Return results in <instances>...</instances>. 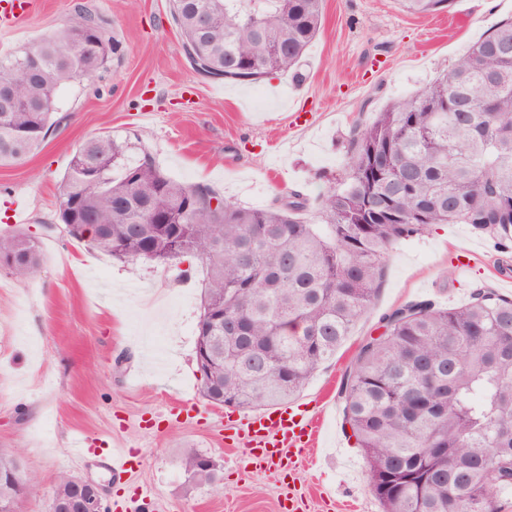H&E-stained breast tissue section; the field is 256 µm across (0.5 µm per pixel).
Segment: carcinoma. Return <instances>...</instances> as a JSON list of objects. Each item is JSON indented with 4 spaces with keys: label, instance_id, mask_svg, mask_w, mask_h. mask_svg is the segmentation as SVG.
Listing matches in <instances>:
<instances>
[{
    "label": "carcinoma",
    "instance_id": "carcinoma-1",
    "mask_svg": "<svg viewBox=\"0 0 512 512\" xmlns=\"http://www.w3.org/2000/svg\"><path fill=\"white\" fill-rule=\"evenodd\" d=\"M413 13L453 0H400ZM182 50L215 81L257 83L294 72L320 30L322 0H168ZM121 52L102 20L77 10L39 43L0 57L18 99L0 111V164L20 161L57 123V97ZM105 177L91 176L94 167ZM219 205L212 207L211 201ZM59 218L88 246L129 263H161L178 247L205 269L196 330L209 337L200 394L226 406L276 405L336 354L374 303L393 246L440 224H469L512 247V18L473 43L416 94L357 127L344 170L322 193L320 223L293 192L245 207L210 186L178 182L146 150L97 134L75 149L59 187ZM154 214L179 220L163 230ZM26 280L39 244L0 234V263ZM458 307L406 303L360 347L339 398L384 512H453L458 484L475 505L512 490V298L485 289ZM15 454L0 452V500ZM188 486L215 483V464L185 450Z\"/></svg>",
    "mask_w": 512,
    "mask_h": 512
}]
</instances>
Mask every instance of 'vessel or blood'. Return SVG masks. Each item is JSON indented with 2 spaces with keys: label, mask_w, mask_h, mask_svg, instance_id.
Wrapping results in <instances>:
<instances>
[{
  "label": "vessel or blood",
  "mask_w": 512,
  "mask_h": 512,
  "mask_svg": "<svg viewBox=\"0 0 512 512\" xmlns=\"http://www.w3.org/2000/svg\"><path fill=\"white\" fill-rule=\"evenodd\" d=\"M30 7L31 0H0V35L17 29ZM224 427L228 439L246 448L253 466L282 471L297 466L290 449L306 448L315 435L313 419L294 407L237 414L226 418Z\"/></svg>",
  "instance_id": "obj_1"
}]
</instances>
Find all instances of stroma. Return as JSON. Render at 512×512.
Masks as SVG:
<instances>
[{
	"label": "stroma",
	"instance_id": "stroma-1",
	"mask_svg": "<svg viewBox=\"0 0 512 512\" xmlns=\"http://www.w3.org/2000/svg\"><path fill=\"white\" fill-rule=\"evenodd\" d=\"M99 16L121 57L59 95L61 122L26 159L0 165V232L14 230V203L43 262L28 280L0 269V448L18 450L36 486L26 512H50L59 471L107 487L106 502L137 507L143 492L165 512H383L363 452L343 429L339 390L363 341L387 312L411 301L461 305L477 287L496 289L512 248L467 224H444L394 246L373 307L289 406L324 407L316 444L292 477L248 469L224 438L225 408L199 393L194 360L201 269L186 282L150 260L129 265L72 239L57 194L77 146L109 133L148 149L176 181L213 186L244 206L298 192L316 202L344 164L354 128L393 100L415 94L500 20L512 0H455L411 14L399 0H324L323 24L301 79L256 84L203 80L185 59L168 0H35L0 56L58 30L76 7ZM475 251L468 275L457 272ZM88 440L84 458L69 448ZM138 465L114 482L104 463L113 443ZM210 456L220 484L186 490L176 460Z\"/></svg>",
	"mask_w": 512,
	"mask_h": 512
}]
</instances>
